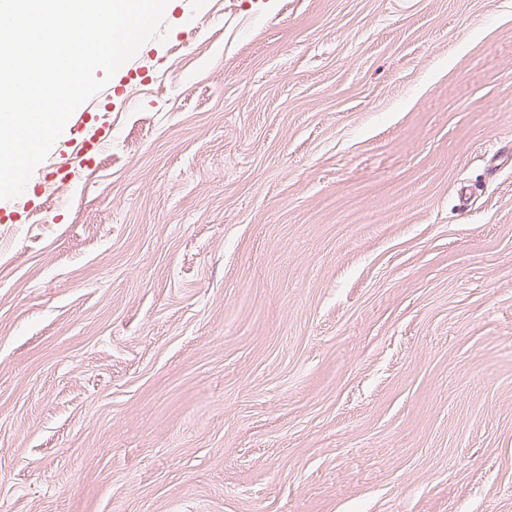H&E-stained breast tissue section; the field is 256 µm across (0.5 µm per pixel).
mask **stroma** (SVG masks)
Instances as JSON below:
<instances>
[{"label":"stroma","mask_w":512,"mask_h":512,"mask_svg":"<svg viewBox=\"0 0 512 512\" xmlns=\"http://www.w3.org/2000/svg\"><path fill=\"white\" fill-rule=\"evenodd\" d=\"M0 223V512H512V0H173ZM111 135V129L105 125L93 126L85 130L84 136L80 140L72 142V149L69 161L57 168L59 172L63 171L66 175L62 181L67 178L74 179L80 176L83 171L82 162L89 156L100 155L107 146Z\"/></svg>","instance_id":"obj_1"}]
</instances>
